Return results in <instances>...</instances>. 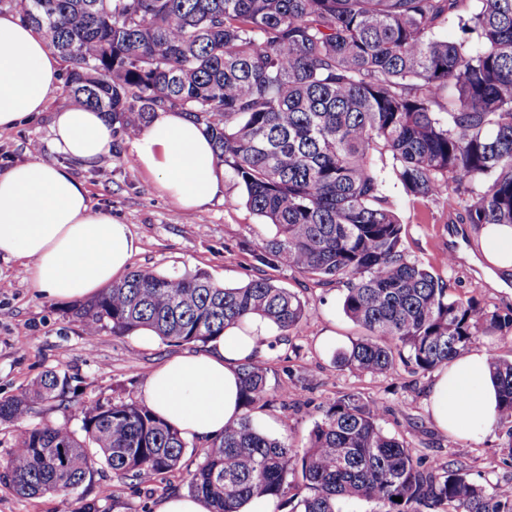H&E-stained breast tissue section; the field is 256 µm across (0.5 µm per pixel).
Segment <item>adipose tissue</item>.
Segmentation results:
<instances>
[{
    "mask_svg": "<svg viewBox=\"0 0 512 512\" xmlns=\"http://www.w3.org/2000/svg\"><path fill=\"white\" fill-rule=\"evenodd\" d=\"M59 59L44 38L13 13H0V131L42 112L57 85ZM52 147L86 164L112 150V124L80 105L54 115ZM142 169L178 207L203 211L224 186L212 141L181 112L158 111L134 143ZM485 259L512 272V226L480 230ZM128 225L93 209L85 184L67 167L40 159L0 172V254L24 260L45 297L71 301L122 280L138 251ZM273 326L260 317L229 326L207 350L165 361L144 397L183 437L209 444L242 413L240 368L266 348ZM433 421L446 434L479 439L497 426L498 393L486 348H472L443 367L428 389Z\"/></svg>",
    "mask_w": 512,
    "mask_h": 512,
    "instance_id": "ef3b65f1",
    "label": "adipose tissue"
}]
</instances>
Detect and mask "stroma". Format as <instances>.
Wrapping results in <instances>:
<instances>
[{
    "instance_id": "stroma-1",
    "label": "stroma",
    "mask_w": 512,
    "mask_h": 512,
    "mask_svg": "<svg viewBox=\"0 0 512 512\" xmlns=\"http://www.w3.org/2000/svg\"><path fill=\"white\" fill-rule=\"evenodd\" d=\"M69 104L62 88H55L43 112L1 131L0 171L34 158L67 166L85 183L92 207L111 211L137 236L140 250L130 269L167 275L200 269L227 287L269 277L310 307L301 325L289 337L273 336L262 355L269 397L266 406L253 412L261 429H272L274 437L303 446L323 407L336 396L354 392L380 403L382 428L423 457L453 463L482 485L512 484V459L503 431L475 441L450 436L434 424L427 401L432 374L401 365L371 377L337 367L335 347L348 346L362 333L342 311L343 285H319L288 268L258 263L253 253L273 228L246 205L244 190L232 175H225L223 191L204 213L186 212L155 189L152 177L138 164L132 139L119 140L116 153L91 167L52 151L53 114ZM103 170L109 172V181L101 180ZM387 191L404 225L409 259L441 276L451 296H473L492 309L512 308V275L505 277L504 287L488 283L473 260L479 252L475 229L463 223V211L454 200H410L392 179ZM449 253L456 256L450 269L442 263ZM68 308L67 302L39 293L18 260L0 254V399L20 393L43 371L54 369L66 373L77 397L141 405L146 380L156 367L202 349L198 343L157 337L145 343L135 333L115 336L102 329L93 334L69 317ZM327 332L335 334V347L323 343ZM203 449V444L188 442L180 469L147 482L121 480L106 469L95 471L73 497L22 498L0 478V512H73L81 498L101 499L107 512H158L167 496L187 492L188 473L202 461Z\"/></svg>"
}]
</instances>
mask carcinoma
Returning <instances> with one entry per match:
<instances>
[{
    "mask_svg": "<svg viewBox=\"0 0 512 512\" xmlns=\"http://www.w3.org/2000/svg\"><path fill=\"white\" fill-rule=\"evenodd\" d=\"M479 2L452 40L436 29L458 0H0V10L43 34L66 63L64 92L105 113L113 137L139 134L160 110L204 127L246 204L274 228L256 260L343 283V312L364 335L334 361L378 376L399 361L430 372L482 336L512 337V308L452 298L407 257L373 163L388 156L415 199L454 192L478 230L512 225V0ZM307 312L268 277L229 288L200 270L142 269L70 309L91 332L148 328L185 344L254 315L286 337ZM489 366L512 454V360L491 349ZM266 374L258 359L242 368V414L190 473L189 492L212 512L285 497L298 512H337L342 498L378 512H512L503 486L418 455L358 393L323 409L304 448L266 434L252 417L268 402ZM70 391L48 369L0 399V423L17 427L5 466L16 495L66 496L103 466L131 481L180 466L185 439L144 405L90 399L77 429L26 425L35 404Z\"/></svg>",
    "mask_w": 512,
    "mask_h": 512,
    "instance_id": "1",
    "label": "carcinoma"
}]
</instances>
